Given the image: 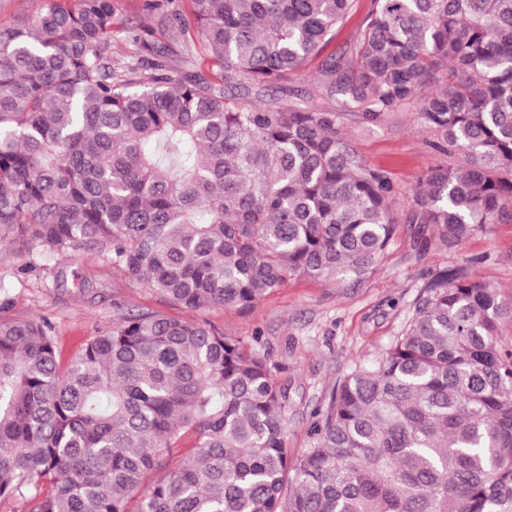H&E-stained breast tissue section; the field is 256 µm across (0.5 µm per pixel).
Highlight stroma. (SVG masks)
<instances>
[{"label": "stroma", "instance_id": "35a3bbf8", "mask_svg": "<svg viewBox=\"0 0 512 512\" xmlns=\"http://www.w3.org/2000/svg\"><path fill=\"white\" fill-rule=\"evenodd\" d=\"M112 7L118 28L152 27L153 40L169 49L171 58L201 49L195 26L176 38L156 29L146 0H112ZM317 69V61L308 62L285 89L261 96V103L328 107V100L310 95ZM417 111L413 104L375 124L365 123L356 108L342 118L353 148L369 165L388 172L400 216L392 244L366 281L353 285L294 278L247 313L221 307L188 310L129 279L111 258L96 253L74 262L37 251L27 257L6 254L0 256V320L50 318L64 360L129 314L156 312L213 326L278 364L276 382L289 396L288 446L302 455L310 446L312 414L336 380L371 360L402 331L435 273L469 259L474 279L512 300V221L492 225L489 232L452 248L441 244L432 225L407 222L416 208L417 179L446 161L431 147L432 137L418 122Z\"/></svg>", "mask_w": 512, "mask_h": 512}]
</instances>
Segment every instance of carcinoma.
Masks as SVG:
<instances>
[{"label": "carcinoma", "mask_w": 512, "mask_h": 512, "mask_svg": "<svg viewBox=\"0 0 512 512\" xmlns=\"http://www.w3.org/2000/svg\"><path fill=\"white\" fill-rule=\"evenodd\" d=\"M191 0L205 47L176 61L112 0H49L0 29V250L112 256L192 310L248 312L296 277L371 276L398 217L388 173L340 126L420 101L441 153L414 187L455 246L512 220V0ZM181 30L180 13L159 15ZM322 58L328 108L245 101ZM512 305L467 264L336 381L288 452L268 355L199 323L125 316L60 359L46 317L0 321V498L26 512H512ZM369 5L370 0H356L354 9L336 32L335 39L327 47L323 56L335 50L339 53L346 52L350 54V50L355 42L362 21L367 14Z\"/></svg>", "instance_id": "carcinoma-1"}]
</instances>
